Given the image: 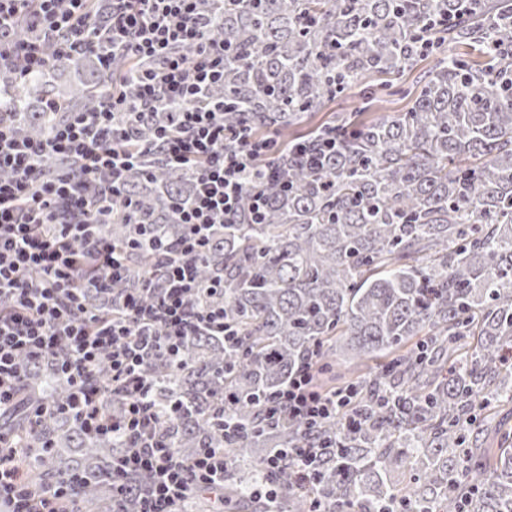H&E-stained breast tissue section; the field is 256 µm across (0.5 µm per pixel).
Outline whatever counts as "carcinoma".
Instances as JSON below:
<instances>
[{
  "mask_svg": "<svg viewBox=\"0 0 512 512\" xmlns=\"http://www.w3.org/2000/svg\"><path fill=\"white\" fill-rule=\"evenodd\" d=\"M208 33L224 40V85L204 100L224 102V124L247 123L256 135L276 134L274 158L288 189L268 188L263 221L249 218L246 185L240 216L224 225L198 260L200 281L219 280L208 297L240 335L236 349L199 333L181 349V364L148 363L159 406L179 405L166 425L182 457L222 448L233 466L224 475L229 507L257 512H512V427L498 429L501 447L478 445L491 416L512 401V0H201ZM448 18V28L433 25ZM426 35L448 46L403 112L369 118L361 111L315 115L339 97L354 96L377 75L399 77L422 54ZM480 47L483 61L456 53ZM155 67L121 55L103 67L90 54L56 61L47 75L18 84L0 72V97L18 113L23 134L42 136L61 111H88L110 77L128 99L135 74ZM166 102L127 130L148 144L157 124L172 121ZM302 137L331 131L336 155L315 168L292 151ZM194 176L157 151L140 155L121 194L138 203L136 220L159 224L164 238L181 231L176 205L192 196ZM115 244L139 238L136 225L114 218ZM132 273L91 308L110 313L127 289L158 288L156 257L129 253ZM322 373L353 384L360 397L347 413L314 430L298 420H265L260 402L288 382L305 357ZM374 362L361 375L355 366ZM69 387L44 361L27 365L24 398L44 410L33 437L39 448L31 478L40 488L80 479L64 508L92 512L112 496V458L123 443L92 438L74 418L55 411ZM241 426L224 431L225 421ZM325 440L315 481L291 485L274 503L249 498L273 448H296L307 432ZM150 476L128 479L123 506L138 512Z\"/></svg>",
  "mask_w": 512,
  "mask_h": 512,
  "instance_id": "1",
  "label": "carcinoma"
}]
</instances>
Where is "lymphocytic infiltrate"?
Returning a JSON list of instances; mask_svg holds the SVG:
<instances>
[{
  "label": "lymphocytic infiltrate",
  "mask_w": 512,
  "mask_h": 512,
  "mask_svg": "<svg viewBox=\"0 0 512 512\" xmlns=\"http://www.w3.org/2000/svg\"><path fill=\"white\" fill-rule=\"evenodd\" d=\"M94 0H0V68L19 79L50 72L57 57L79 52L153 59L157 69L137 74V97L106 91L96 110L66 113L39 139L24 137L14 113L0 104V414L12 409L26 363L52 360L69 389V409L89 436H109L125 444L112 469L124 477L148 473L138 512H180L198 490L224 488L227 462L220 448H203L181 458L164 439L170 408L156 406L154 383L146 371L152 359L178 361L187 337L208 333L235 345L239 335L224 320L223 308L208 303L217 283L203 285L197 272L217 225L233 222L245 185H253L252 220L262 219L266 186L278 177L270 159L271 136L248 126L226 128L224 108L198 101L224 80L223 41L209 37L198 0H111L110 21L97 28ZM193 47L191 57L175 46ZM179 104L174 122L159 126L153 145L171 165L192 171L196 194L179 206L183 235L156 249L159 289L140 288L123 299L120 313H91L85 298L104 292L126 270V250L108 231L115 215L133 222L132 200L119 186L144 149L130 144L126 126L147 118L159 102ZM125 128H118L117 119ZM63 162L57 176L45 175V160ZM108 364L109 382L99 377ZM314 359H306L269 400L268 416L299 419L308 426L347 411L351 388L327 394L313 381ZM121 413L104 412L106 398ZM324 449L308 436L294 449L271 453L257 498L277 499L280 473L293 466L308 481ZM22 441L0 431V502L10 512H58L57 502L73 497L76 479L34 492L17 460Z\"/></svg>",
  "instance_id": "1"
}]
</instances>
